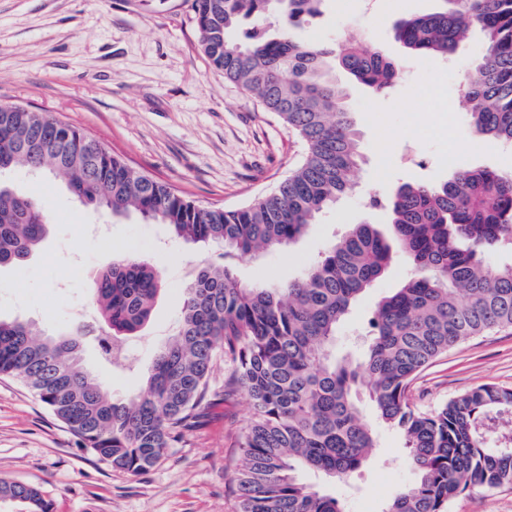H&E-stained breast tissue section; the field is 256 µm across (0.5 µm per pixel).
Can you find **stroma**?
<instances>
[{"label": "stroma", "instance_id": "35a3bbf8", "mask_svg": "<svg viewBox=\"0 0 512 512\" xmlns=\"http://www.w3.org/2000/svg\"><path fill=\"white\" fill-rule=\"evenodd\" d=\"M437 0H324L319 17L295 29L311 44L358 40L400 60L384 93L344 71L346 107L359 130L363 161L355 189L320 213L290 248L235 261L247 285L283 286L299 278L353 225L385 226L386 207H371L403 182L444 180L451 143L470 151L462 168L512 171V150L477 140L463 106L464 71L483 52L471 34L456 57L425 66L402 53L391 28L399 18L433 12ZM0 102L51 113L108 147L130 167L203 207L238 209L272 192L301 161L304 144L260 101L214 70L199 49L185 0H0ZM18 192L40 200L50 231L21 266L0 270V316L50 335L88 307L93 277L113 257L135 252L164 279L150 324L133 339L132 364L104 362L86 336L82 362L119 399L143 386L174 332L193 268L214 260L218 246L170 240L165 225L94 215L74 202L48 172L5 175ZM104 225L101 234L88 232ZM410 264L397 257L343 319L338 350L362 354L377 303L404 283ZM482 384L512 387V330H495L449 349L415 381L425 408ZM362 412L377 441L374 456L347 479L313 471L302 482L336 496L346 512H382L412 483L405 440L381 425L369 400ZM245 392L210 411L146 472L112 469L84 448L26 383L0 375V478L38 488L53 512H237L231 476L250 416ZM448 512H512V487L467 492Z\"/></svg>", "mask_w": 512, "mask_h": 512}]
</instances>
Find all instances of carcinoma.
I'll list each match as a JSON object with an SVG mask.
<instances>
[{"label": "carcinoma", "instance_id": "carcinoma-1", "mask_svg": "<svg viewBox=\"0 0 512 512\" xmlns=\"http://www.w3.org/2000/svg\"><path fill=\"white\" fill-rule=\"evenodd\" d=\"M199 46L224 79L255 95L305 143L301 165L277 189L234 210L202 208L131 168L100 141L47 112L0 104V175L44 168L84 207L132 211L167 226L176 242L216 243L218 260L198 267L173 337L146 384L127 401L81 363L84 326L40 339L31 324L0 318V375L20 377L53 414L113 469L154 466L203 414L247 390L253 413L241 448L239 512H345L333 495L301 482L316 470L344 479L376 448L353 392L366 384L377 418L401 431L415 483L383 512H448L466 491L512 486V387L483 384L433 409L413 395L419 372L459 343L512 329V263L490 267V250L512 249V173L461 168L440 182L404 183L386 204L389 231L357 224L296 282L241 283L228 258L286 247L315 215L353 190L359 132L336 82L341 68L373 90L398 79L395 60L363 44L339 50L296 41L292 31L320 14L323 0H190ZM437 12L403 17L393 39L423 58L453 56L471 30L483 58L465 75L464 98L479 135L512 145V0H440ZM49 232L45 208L0 184V268L25 262ZM411 272L376 306L364 358L336 356V330L395 255ZM92 307L99 355L151 319L160 270L137 254L96 276ZM233 370L224 391L209 386L217 362ZM52 512L33 486L0 479V502Z\"/></svg>", "mask_w": 512, "mask_h": 512}]
</instances>
